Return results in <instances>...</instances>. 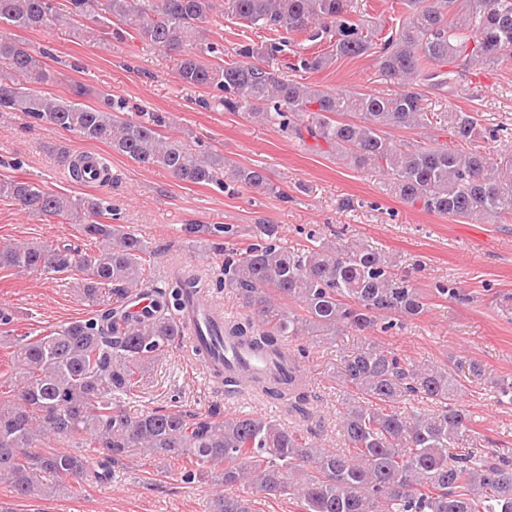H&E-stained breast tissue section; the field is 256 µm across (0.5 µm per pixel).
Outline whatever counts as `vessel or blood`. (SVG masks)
<instances>
[{"instance_id":"b4317fda","label":"vessel or blood","mask_w":512,"mask_h":512,"mask_svg":"<svg viewBox=\"0 0 512 512\" xmlns=\"http://www.w3.org/2000/svg\"><path fill=\"white\" fill-rule=\"evenodd\" d=\"M184 319L187 347L206 376L214 382L230 376L245 384L254 378L287 372L292 365L288 347H281L272 354L257 350L240 339L225 336L223 307L209 300L201 291L188 293Z\"/></svg>"}]
</instances>
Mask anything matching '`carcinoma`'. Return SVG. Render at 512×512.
Instances as JSON below:
<instances>
[{"instance_id":"1","label":"carcinoma","mask_w":512,"mask_h":512,"mask_svg":"<svg viewBox=\"0 0 512 512\" xmlns=\"http://www.w3.org/2000/svg\"><path fill=\"white\" fill-rule=\"evenodd\" d=\"M346 0H0V26L40 28L63 15L89 18L117 37L132 29L165 51L181 55L180 81L216 91L209 108L239 112L304 142L325 145L356 169H378L393 179L399 196L426 211L456 219L512 217V174L477 139L494 140L498 130L479 133L474 116L450 117L451 143L397 142L390 128L427 126L422 90L452 92L457 78L475 67L512 61V0H408L409 17L394 31L351 17ZM251 27L288 36L241 44L239 60L213 65L218 51L199 41V28L218 9ZM327 51L294 52L291 70L319 71L336 59L373 57L379 70L401 85L382 96L348 89H315L289 79L280 57L293 37ZM55 79L41 58L0 34V110L24 112L86 140L112 148L144 166H159L192 184L224 183V162L196 155L162 133L158 112L128 117L126 102L105 97L90 106L38 90ZM70 176L88 181L99 172L87 157L71 159ZM230 178L247 188L273 189L263 168L235 166ZM0 198L33 215L78 222L98 244L88 254L49 243L3 244L0 267L57 276L87 274L84 297L95 301L98 285H112L115 305L65 324L34 340H17L11 394L0 399V480L21 499L45 500L112 477V465L142 458L171 465L187 460L182 480H206L219 488L209 512H253V491L302 502L305 512H512V448L489 455L472 450L470 414L459 403L465 369L478 376L475 361L452 367L418 366L391 348L367 345L341 360L340 375L361 396L341 419L346 447L321 448L297 430L259 413L199 416L184 410L151 409L130 414L121 401L144 386L155 363L180 341L178 314L197 279L157 278L152 254L137 234L105 222L112 208L99 198L73 200L22 179L0 180ZM192 233L221 240L223 225H195ZM224 252V289L252 315L237 317L226 333L276 351L296 342L293 359L304 368L306 344L343 329L387 331L400 317L425 311L424 296L396 264L364 245L340 249L323 237L311 248L288 249L275 227L260 228L256 242ZM147 291L153 302L131 318V296ZM262 392L289 416H311L307 383L262 380ZM426 399L430 413L405 416L401 401ZM83 429L99 460L36 448Z\"/></svg>"}]
</instances>
